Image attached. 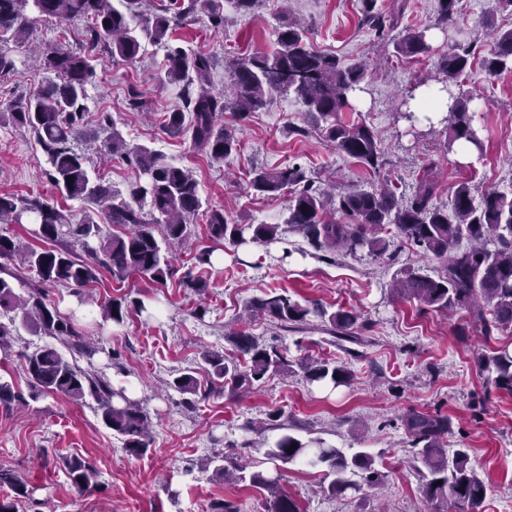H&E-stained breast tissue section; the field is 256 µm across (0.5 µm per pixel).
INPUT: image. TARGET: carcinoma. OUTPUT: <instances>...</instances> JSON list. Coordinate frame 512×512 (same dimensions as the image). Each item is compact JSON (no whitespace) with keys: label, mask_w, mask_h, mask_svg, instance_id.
<instances>
[{"label":"carcinoma","mask_w":512,"mask_h":512,"mask_svg":"<svg viewBox=\"0 0 512 512\" xmlns=\"http://www.w3.org/2000/svg\"><path fill=\"white\" fill-rule=\"evenodd\" d=\"M0 0V77L16 69V58L3 48L10 42L23 43L28 34L31 9L42 16L85 18L89 24L81 32V51L58 46L42 47L38 59L43 69L52 72L58 81H49L28 98L0 113L17 127L31 130L50 164L49 182L70 199L101 205L109 224L122 227L110 237H103L99 224L89 221L72 224L55 207L38 199L19 201L9 194L0 195V224H23L34 220L37 236L49 247L37 250L23 245L12 236L0 234V259L18 258L34 270L37 283L26 293L16 292L7 267H0V311H20L21 325L36 336L59 341L67 352L49 344L22 353L23 372L34 397L64 395L78 403L92 399L104 425L122 437L123 449L136 457L144 455L151 444L152 422L143 403L115 388L104 375L85 370L77 364L80 356L96 353V342L88 338L75 319L62 317L45 301L43 287H86L106 270L115 278L131 274L149 277L164 283L173 274L172 248L187 233V219L202 207L198 184L192 171L175 166L151 149L128 150L117 129L103 142L111 155L126 157L138 168L144 181L130 190V199L111 189L100 179H92L86 158L72 145L86 112L83 100L86 86L94 71L93 58L98 48L109 49L113 56L135 60L147 38L166 48L168 82L183 85L185 109L167 113L163 130L176 135L184 125L192 129L194 144L214 160L222 161L237 151V141L224 128L217 127V117L224 112L227 98L244 117L264 108L277 93H293L306 107L317 130L337 154L355 159L369 172L377 174L386 164L384 151L371 126L365 123H344L339 113L349 107V94L362 89L368 70L362 63L345 66L334 55L318 53L304 43L305 31L299 23L286 19L278 30L276 48L271 52H254L245 57L224 61L232 78L229 95L208 89L211 56L188 54L171 42L170 23L186 20L200 11L208 12L211 25L224 26L219 0H170V6L157 12H146L151 0ZM435 25L447 30L454 25L458 0H436ZM406 7L405 0H393L388 12L377 9V0H361L362 20L384 40L397 27ZM426 30L409 28L396 42V52L414 57L427 52ZM473 45L456 33L454 49L439 62V70L448 82L457 81L471 67ZM482 65L491 76L512 72V27L494 34V45L482 58ZM449 92L450 103L439 123L444 125V148L454 151L459 145H473L482 150L483 141L474 125L475 96L469 92ZM249 187L259 194L291 191L288 215L284 223L301 233L317 250L353 254L366 249L374 254L386 250V240L379 236L386 225L395 226L398 234L414 243L423 253L440 261L444 274L433 277L423 268L400 272L393 294L417 300L425 308L448 312L466 310L483 325L485 338L492 330L512 326V196L489 190L475 198L472 186L460 182L453 187L448 205L434 203L435 182L425 176L414 194L404 199L397 189L387 185L367 191L351 185L336 195L334 210L346 221L325 213V192L315 185L300 165L278 170L259 169L252 173ZM149 210H144V207ZM164 227L163 241H158L152 225ZM277 224H231L224 211L208 215V232L215 242L244 241V232L253 242L277 238ZM71 240L81 243L87 258L81 259L57 244ZM493 243L490 250L487 243ZM490 307L491 318L484 315ZM100 315L116 326L125 323L129 312L142 313L141 300L110 299L98 304ZM248 316L260 313L284 326L302 323L310 314L328 318L334 327L350 330L357 317L338 310L331 314L321 307L309 308L286 293H273L245 304ZM17 329L0 322V353L13 352ZM227 340L241 354L249 356L243 369L232 358L218 352L202 353L209 366L212 381L232 395L263 380L268 375H287L292 363L279 351L259 345L254 337L242 331L231 332ZM492 368L497 389L512 392V352L503 347L493 349L481 358ZM304 377L311 384L337 387L350 378L348 369L337 361L312 360L300 363ZM169 386L192 396V404L207 397L200 392L197 379L188 370L173 379ZM413 448L414 463L422 464L423 493L428 502H436L439 512H480L486 498V485L470 463L466 449L448 453L445 438L450 429L446 416H429L412 412L406 418ZM266 455L283 465L303 463L324 468L329 479L327 490L342 497L361 488L360 481L375 483L385 474L375 467V459L361 451L347 454L344 449L328 446L321 439L303 441L294 434H282ZM71 484L79 489L98 485L99 473L87 460L71 457L64 462ZM235 480L249 481L253 487L270 494L266 512H302L298 502L280 490L279 477L262 472L245 474V467L236 465ZM0 484L11 487L13 494L0 497V512H19V505L33 500V489L10 471L0 469Z\"/></svg>","instance_id":"1"}]
</instances>
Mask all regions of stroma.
Listing matches in <instances>:
<instances>
[{"instance_id": "obj_1", "label": "stroma", "mask_w": 512, "mask_h": 512, "mask_svg": "<svg viewBox=\"0 0 512 512\" xmlns=\"http://www.w3.org/2000/svg\"><path fill=\"white\" fill-rule=\"evenodd\" d=\"M306 25L310 48L336 55L343 64H367L370 75L363 91L351 96L342 121L365 122L377 133L385 152L381 175L337 154L320 132L311 129L303 103L294 94L274 95L267 106L246 118L226 110L219 124L231 132L238 150L218 162L195 149L191 132L166 135V112L181 103L179 85L165 77V49L143 41L135 62L100 52L96 78L87 87L88 116L84 138L103 142L99 125L109 115L115 128L133 147L145 146L167 161L192 170L203 206L191 219L187 238L173 249V274L159 285L143 275L114 279L101 271L91 286L97 302L140 299L152 315L130 314L124 325L105 324L96 305L80 303L73 289L47 288L46 298L61 316L73 317L99 336L102 349L81 368L103 373L130 397L143 400L153 422L152 442L140 457L126 453L119 437L102 422L94 402L69 398H32L18 354L46 342L21 332L16 354L0 359V378L13 382L19 399L0 407V469L14 472L35 490L33 502L20 512H210L224 500L239 512H265L267 493L246 482L231 483L203 469L214 452L226 460L247 463L250 471L281 470L280 487L295 498L303 512H433L411 457L406 417L413 412L448 417L449 447L467 449L476 471L488 486L482 512H512V393L494 389V373L479 357L486 349L512 345V330L485 338L481 325L467 311L453 314L424 309L414 299L395 297L391 284L400 271L425 268L442 271L439 261L389 230L386 253L360 250L324 257L296 232L281 231L271 242L242 245L213 242L207 229L211 211H224L232 224H279L288 206L287 193L262 196L248 182L254 167L275 170L301 165L320 187L350 184L373 190L383 180L412 193L424 174L436 182L435 202L447 204L450 187L466 181L475 194L488 190L512 193V72L489 76L479 60L492 47L495 27H511L512 16L491 14L486 0H460L457 26L468 32L478 57L459 85L482 94L485 110L476 115L483 152L469 161L443 148L442 127L425 135L398 116L407 91L418 83L441 80L438 63L453 41L435 28V0H407L401 26L426 30L430 50L416 57L399 55L393 40H379L361 22L360 0H259L248 14L224 11V25L212 27L206 13L173 25L172 36L188 52L215 58L211 81L224 91L230 77L223 60L273 48L287 15ZM31 39L37 44L79 50L84 20L57 19L31 13ZM19 64L0 78V108L28 97L47 80L46 71L27 63V49H13ZM141 93V111L128 106L130 90ZM87 170L103 177L121 193L139 183L137 169L117 156L90 153ZM45 155L34 134L0 122V194L49 202L72 223H106L100 207L62 196L48 181ZM211 250V262L199 265L196 254ZM207 281L205 296L183 288L186 276ZM287 291L303 304L317 303L327 311L343 308L358 320L352 339L331 334L318 318L284 327L259 318L240 324L245 303L271 291ZM208 309L204 318L194 314ZM241 329L265 346L276 347L291 362L308 357L343 362L351 372L347 384L322 389L308 384L302 370L282 379L272 376L254 383L238 396L213 395L187 406L179 392L163 388L184 370H194L200 386L209 376L203 368L205 350L234 355L226 333ZM288 425L302 440L372 455L387 472L382 484L363 487L347 498L324 493L321 469L299 464L275 466L266 456L268 445ZM78 455L99 472L98 485L74 487L64 467Z\"/></svg>"}]
</instances>
